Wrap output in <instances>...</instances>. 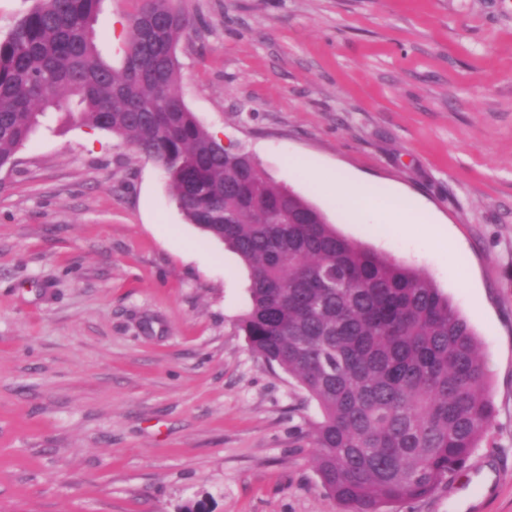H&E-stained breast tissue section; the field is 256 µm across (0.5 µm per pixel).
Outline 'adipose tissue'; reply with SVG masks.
<instances>
[{"label": "adipose tissue", "instance_id": "adipose-tissue-1", "mask_svg": "<svg viewBox=\"0 0 512 512\" xmlns=\"http://www.w3.org/2000/svg\"><path fill=\"white\" fill-rule=\"evenodd\" d=\"M322 193L331 196L344 195L351 206L365 218H374L386 224H417L425 218L417 207L398 201L397 191L392 187H380L362 180H348L344 184L327 183Z\"/></svg>", "mask_w": 512, "mask_h": 512}]
</instances>
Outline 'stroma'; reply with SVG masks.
I'll use <instances>...</instances> for the list:
<instances>
[{"label":"stroma","instance_id":"stroma-1","mask_svg":"<svg viewBox=\"0 0 512 512\" xmlns=\"http://www.w3.org/2000/svg\"><path fill=\"white\" fill-rule=\"evenodd\" d=\"M178 5L191 112L477 335L488 436L394 512H512V0ZM136 7L100 4L112 65ZM349 176L431 223L374 224L318 189ZM249 284L152 160L47 114L0 168V512H343L312 462L317 405L241 329Z\"/></svg>","mask_w":512,"mask_h":512}]
</instances>
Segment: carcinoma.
Wrapping results in <instances>:
<instances>
[{"instance_id": "obj_1", "label": "carcinoma", "mask_w": 512, "mask_h": 512, "mask_svg": "<svg viewBox=\"0 0 512 512\" xmlns=\"http://www.w3.org/2000/svg\"><path fill=\"white\" fill-rule=\"evenodd\" d=\"M100 2L34 0L0 40V166L50 111L131 142L185 219L250 270L241 329L319 407L314 462L329 496L386 512L448 484L493 416L468 321L432 281L343 236L197 120L176 58L194 21L174 0H137L118 67L97 47Z\"/></svg>"}]
</instances>
